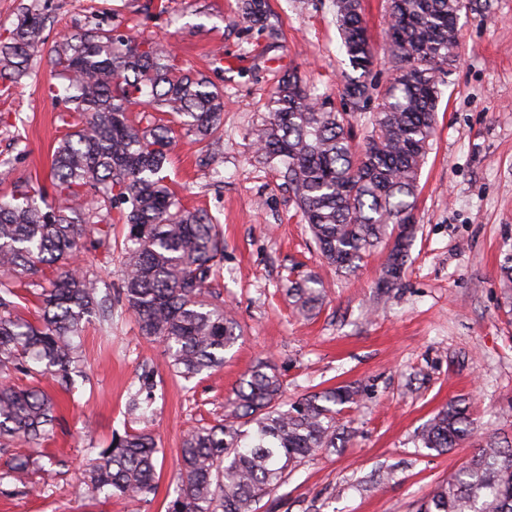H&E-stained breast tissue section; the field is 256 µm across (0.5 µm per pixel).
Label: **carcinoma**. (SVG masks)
Listing matches in <instances>:
<instances>
[{
    "label": "carcinoma",
    "mask_w": 512,
    "mask_h": 512,
    "mask_svg": "<svg viewBox=\"0 0 512 512\" xmlns=\"http://www.w3.org/2000/svg\"><path fill=\"white\" fill-rule=\"evenodd\" d=\"M480 11L478 0H390L389 84L367 81L376 63L360 0H335L336 27L351 71H342L349 108L286 71L267 103L268 120L250 130L256 157L291 191L322 258L351 271L366 253L388 249L379 288L398 285L415 235V194L431 147L441 86L457 58L462 12ZM244 20L275 41L268 0H241ZM63 34L47 45L46 18L25 5L17 22L0 33V87L33 74L45 56L54 78L44 91L67 104V132L53 154L51 186L65 206L49 204L29 183L0 197V372L11 370L54 381L66 389L81 363L77 339L93 319L112 321V299L96 277L73 268L83 225L98 219L121 224V300L141 335L158 340L167 366L191 380L224 365L241 336L240 325L212 291L224 261V239L207 215L183 208L164 172L178 136L215 143L223 125L224 89L186 68L163 40H137L117 19ZM378 103L363 147L353 143L351 117L371 99ZM139 119H130V113ZM57 275L49 287L45 269ZM41 288L37 320L13 315L15 286ZM297 309L321 303L313 277L291 284ZM153 382L142 379L132 398L146 410ZM274 366L257 362L245 374L215 424L189 431L178 460L177 496L168 512H258L263 498L308 457L336 447V407L354 403L338 387L295 402L282 399ZM56 420L52 399L37 386L0 381V451L14 440L44 438ZM472 422L466 404L448 403L423 428L422 447L446 452L465 443ZM155 436L130 431L89 460V483L109 497L148 501L155 491ZM33 462L17 458L9 476L24 483ZM419 512H512V448L489 440L467 465L448 474Z\"/></svg>",
    "instance_id": "obj_1"
}]
</instances>
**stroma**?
<instances>
[{"label":"stroma","instance_id":"1","mask_svg":"<svg viewBox=\"0 0 512 512\" xmlns=\"http://www.w3.org/2000/svg\"><path fill=\"white\" fill-rule=\"evenodd\" d=\"M283 36L269 45L244 23L239 0H37L50 38L84 27L92 8L119 10L134 34L173 43L194 70L210 73L224 54V147L219 169L199 164L200 146L179 139L167 182L190 210H206L224 236V276L215 283L242 328L224 365L192 380L174 375L161 346L141 336L117 297L122 288L121 225L112 243L99 231L82 239L79 262L110 293L112 324H89L81 337L82 374L71 391L41 387L57 420L37 443L15 441L0 454V512H166L177 487L184 434L222 418L244 373L258 360L280 374L285 398L327 388L358 395L336 416L335 448L293 470L262 512H416L436 484L466 464L475 442H512V298L500 268L512 253V0H488L483 14L459 20V58L438 103L432 148L415 200L418 229L399 288L381 294L386 255L377 249L352 273L320 259L293 196L258 162L250 129L283 70L292 68L339 105L346 57L333 0H270ZM388 0H361L367 37L378 53L375 85L388 84ZM0 95V163L15 182L50 188L53 151L65 133L62 101L44 95L49 68ZM313 274L322 304L300 313L289 280ZM155 380L147 412L129 402L144 373ZM471 404V444L437 453L422 448L423 426L449 402ZM151 431L160 453L157 489L147 503L103 500L84 482L92 448L113 436ZM52 456L50 474L32 470L27 485L6 476L17 457Z\"/></svg>","mask_w":512,"mask_h":512}]
</instances>
